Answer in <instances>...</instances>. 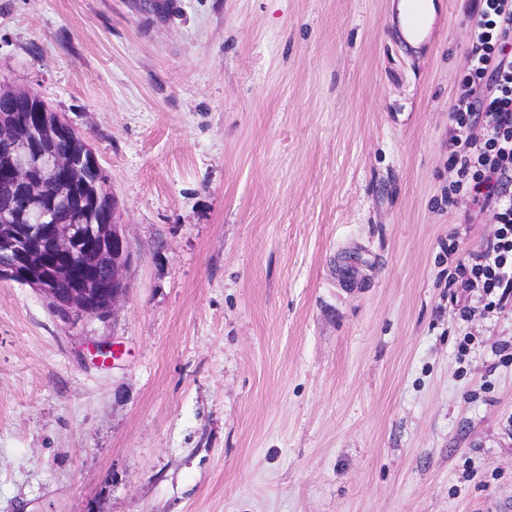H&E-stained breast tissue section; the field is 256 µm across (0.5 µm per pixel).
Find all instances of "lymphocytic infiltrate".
Wrapping results in <instances>:
<instances>
[{"instance_id":"1","label":"lymphocytic infiltrate","mask_w":512,"mask_h":512,"mask_svg":"<svg viewBox=\"0 0 512 512\" xmlns=\"http://www.w3.org/2000/svg\"><path fill=\"white\" fill-rule=\"evenodd\" d=\"M467 69L449 106V203L464 202V221L492 213L486 243L460 252L449 287L476 294L483 310L512 297V0H469Z\"/></svg>"}]
</instances>
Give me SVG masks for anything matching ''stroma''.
<instances>
[{"instance_id": "1", "label": "stroma", "mask_w": 512, "mask_h": 512, "mask_svg": "<svg viewBox=\"0 0 512 512\" xmlns=\"http://www.w3.org/2000/svg\"><path fill=\"white\" fill-rule=\"evenodd\" d=\"M395 3L0 0L132 255L104 319L0 281V512H512V303L446 288L468 0ZM80 159L83 161L90 163L93 166L98 167L99 162L95 155V152L91 150L89 153H85V150H83L80 153ZM74 178V187L75 190L80 192L85 187L92 191V192H99L110 198V206L112 209H115V200L112 198V194H110L107 190L106 184L108 182V176L103 171L102 168L98 167L97 171L91 170L89 167L82 165L78 167L73 173Z\"/></svg>"}]
</instances>
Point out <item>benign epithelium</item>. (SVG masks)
Segmentation results:
<instances>
[{
    "label": "benign epithelium",
    "mask_w": 512,
    "mask_h": 512,
    "mask_svg": "<svg viewBox=\"0 0 512 512\" xmlns=\"http://www.w3.org/2000/svg\"><path fill=\"white\" fill-rule=\"evenodd\" d=\"M37 126L49 139H67L70 126L64 121L46 123L43 113H20L9 122H0V141L12 144L10 152L0 154V174L30 193L34 199L36 229L23 235L15 218L0 215V252L15 257L13 264L0 267V280L35 288L64 321L79 318H103L115 311L130 288L124 276L131 262L126 225L108 220L92 224L87 237L96 247H75L81 234L76 224H59L54 206L42 202L41 189L25 184L24 175L40 157L30 139V127ZM109 260L110 284L104 286L95 276L81 270H94L101 258ZM66 279L70 288L64 294L53 288L55 281Z\"/></svg>",
    "instance_id": "obj_1"
}]
</instances>
